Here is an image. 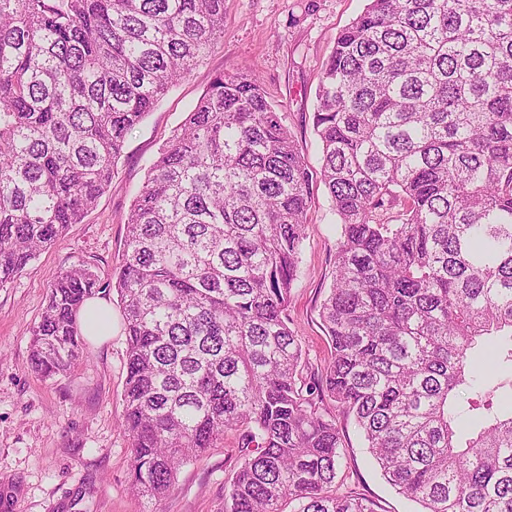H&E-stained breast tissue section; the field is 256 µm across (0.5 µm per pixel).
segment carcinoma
<instances>
[{"label":"carcinoma","instance_id":"carcinoma-1","mask_svg":"<svg viewBox=\"0 0 512 512\" xmlns=\"http://www.w3.org/2000/svg\"><path fill=\"white\" fill-rule=\"evenodd\" d=\"M224 34V0H0V288L112 189L126 136ZM341 225L324 371L289 327L313 171L259 77L217 76L150 162L123 261L50 284L31 370L68 373L116 293L132 488L162 501L238 434L224 512L334 493L353 417L424 512H512V0H368L316 92Z\"/></svg>","mask_w":512,"mask_h":512}]
</instances>
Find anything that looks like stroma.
Returning <instances> with one entry per match:
<instances>
[{
	"mask_svg": "<svg viewBox=\"0 0 512 512\" xmlns=\"http://www.w3.org/2000/svg\"><path fill=\"white\" fill-rule=\"evenodd\" d=\"M366 0H224V36L125 139L112 188L81 223L70 225L12 283L0 288V512H150L135 497L129 437L121 422L126 379L123 313L110 301L112 334L88 341L67 375L45 379L30 369L31 329L48 286L60 272L84 265L107 277L122 261L126 218L147 178V165L181 126L215 77L253 68L268 101L312 167L321 164L313 127L316 90L334 41ZM301 245L300 272L288 308L308 370L320 372L330 340L320 306L333 280L338 218L321 181ZM342 438L337 493L355 492L377 512H420L395 492L369 460L352 419L337 416ZM240 464L237 434L183 467L159 512H224L229 480Z\"/></svg>",
	"mask_w": 512,
	"mask_h": 512,
	"instance_id": "1",
	"label": "stroma"
}]
</instances>
